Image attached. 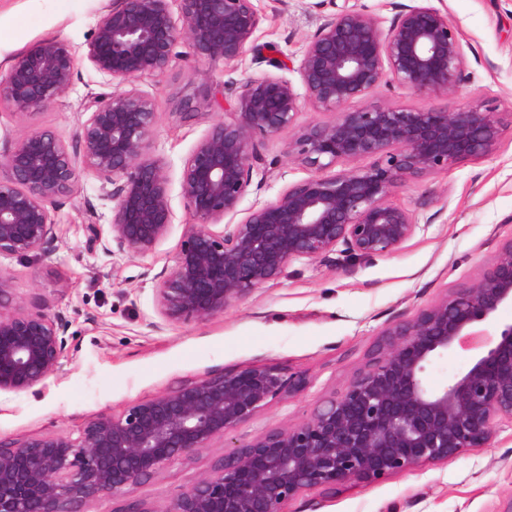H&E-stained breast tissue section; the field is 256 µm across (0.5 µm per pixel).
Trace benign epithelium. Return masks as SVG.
Segmentation results:
<instances>
[{
  "mask_svg": "<svg viewBox=\"0 0 512 512\" xmlns=\"http://www.w3.org/2000/svg\"><path fill=\"white\" fill-rule=\"evenodd\" d=\"M324 23L292 68L258 43L263 15L253 0H112L99 15L84 58L113 92L92 97L78 146L54 131L27 130L0 150V256H28L57 238L51 209L89 171L113 185L110 239L130 257L154 252L174 213L166 164L145 152L157 112L137 87L170 65L185 40L199 59L235 62L247 55L294 69L301 87L275 74L249 78L233 99L234 119L218 120L196 143L181 173L188 215L174 264L155 286L169 323L224 312L296 259L336 254V264L398 250L416 231L410 212L390 200L395 188L488 154L503 128L497 113L468 105L403 110L366 100L391 81L420 95L451 93L465 56L448 13L429 4L397 6L388 27L347 5ZM77 53L45 40L0 73V103L21 115L68 92ZM334 112L302 128L288 154L314 174L267 204L234 216L261 157L254 135L295 125L300 102ZM372 164L332 174L340 162ZM223 229L218 231L216 226ZM512 304V238L468 287L457 288L414 319L386 332L369 369L305 422L266 433L225 455L164 512H282L305 489L376 482L424 462L480 448L497 423H512V324L481 340L472 366L431 388V362L483 335V323ZM69 323L13 303L0 272V392L45 385L60 367ZM301 375L252 365L208 372L119 415L102 413L73 437L49 434L15 443L0 438V512H83L104 495L125 496L163 468L229 436L270 400L297 390Z\"/></svg>",
  "mask_w": 512,
  "mask_h": 512,
  "instance_id": "7a95c632",
  "label": "benign epithelium"
}]
</instances>
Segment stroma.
Returning a JSON list of instances; mask_svg holds the SVG:
<instances>
[{
  "label": "stroma",
  "mask_w": 512,
  "mask_h": 512,
  "mask_svg": "<svg viewBox=\"0 0 512 512\" xmlns=\"http://www.w3.org/2000/svg\"><path fill=\"white\" fill-rule=\"evenodd\" d=\"M109 0H0V65L48 39L84 51L100 9ZM447 11L466 57L455 94L419 95L395 84L381 86L375 100L406 110L472 104L498 112L499 144L486 156L410 180L392 202L417 225L395 252L338 268L333 259L295 260L284 273L222 314L205 321L169 324L156 303L155 279L173 265L188 216L180 194L183 164L218 120H231L225 99L246 79L268 73L251 58L203 60L178 43L168 70L139 82L154 101L155 130L147 154L162 159L170 175L174 220L154 253L129 257L111 252L105 228L112 222V186L82 173L77 190L52 211L57 240L27 257L1 256L12 295L24 309L65 316L71 347L61 368L37 392H0V437L15 442L46 434H73L104 413H121L180 382L211 370L267 365L282 375H304L302 389L269 401L242 422L230 440L243 445L306 421L325 399L340 396L365 372L384 333L414 318L447 292L471 284L512 238V0H431ZM264 21L259 40L277 46L280 58H299L332 7L322 0H254ZM102 77L79 62L70 91L32 116L0 106V148L35 127L53 130L76 145L88 98L104 92ZM334 113L302 104L296 124L254 138L262 161L252 174L239 210L274 201L288 185L306 179L288 148L300 127L330 122ZM103 226L88 246L85 225ZM216 440L186 460L163 467L126 498L101 497L86 512H121L141 501L155 512L210 471L226 452ZM512 498V424L496 427L480 448L448 461L423 463L372 483L333 490L308 489L285 502L282 512H502Z\"/></svg>",
  "instance_id": "1"
}]
</instances>
